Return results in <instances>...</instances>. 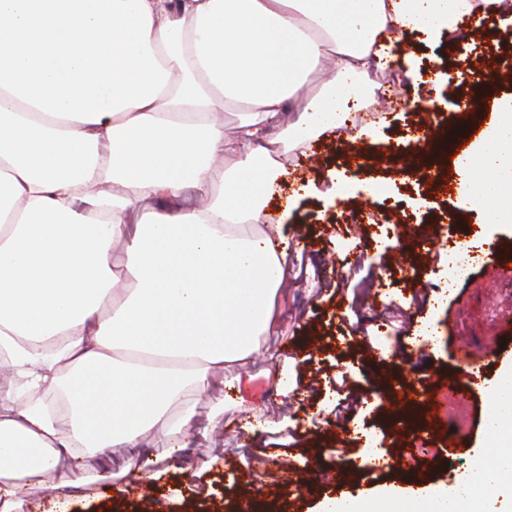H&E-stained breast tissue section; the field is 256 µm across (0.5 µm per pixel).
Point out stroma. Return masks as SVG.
<instances>
[{"label": "stroma", "instance_id": "35a3bbf8", "mask_svg": "<svg viewBox=\"0 0 512 512\" xmlns=\"http://www.w3.org/2000/svg\"><path fill=\"white\" fill-rule=\"evenodd\" d=\"M468 40L446 33L407 31L392 52L389 83L380 101L360 90V123L372 122L371 139L350 140L347 127L312 139L296 154V173L317 193L302 197L288 218V304L277 331L265 337L261 356L248 364L240 384L225 388L224 411L214 421L210 449L174 450L152 441L162 476L133 494L103 478L92 496L70 488H31L23 512H233L238 500L256 499L261 512H319L336 496L337 470L356 472L346 489L371 494L393 486L449 483L474 449L490 443L485 428L489 387L512 348V276L473 265L453 291L448 249L462 243L478 253L497 249L512 264V223L490 222L481 208L462 205L453 190L457 175L440 157L431 178L418 170L421 156L403 145L424 121L410 102L436 100L434 138L450 131L485 130V114L512 99V23L470 28ZM351 187L340 196L336 187ZM351 274H337L339 258ZM383 292L372 307L368 289ZM344 308H337V299ZM469 344L481 368V391L467 401L469 423L449 434L448 398L441 383L453 368L449 336ZM345 374V389L335 377ZM427 385V433L416 425L392 426L400 398ZM394 452L390 468L368 472L359 463L366 439ZM429 448L411 459L408 448ZM293 464V485L277 483L279 467Z\"/></svg>", "mask_w": 512, "mask_h": 512}]
</instances>
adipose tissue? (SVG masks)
Instances as JSON below:
<instances>
[{"mask_svg":"<svg viewBox=\"0 0 512 512\" xmlns=\"http://www.w3.org/2000/svg\"><path fill=\"white\" fill-rule=\"evenodd\" d=\"M512 22V0H0V512L37 485L91 486L73 458L160 476L196 395L274 332L292 151L336 126L398 35ZM244 106L235 137L220 122ZM512 222V108L460 163ZM445 487L325 499L321 512H512V456Z\"/></svg>","mask_w":512,"mask_h":512,"instance_id":"adipose-tissue-1","label":"adipose tissue"}]
</instances>
